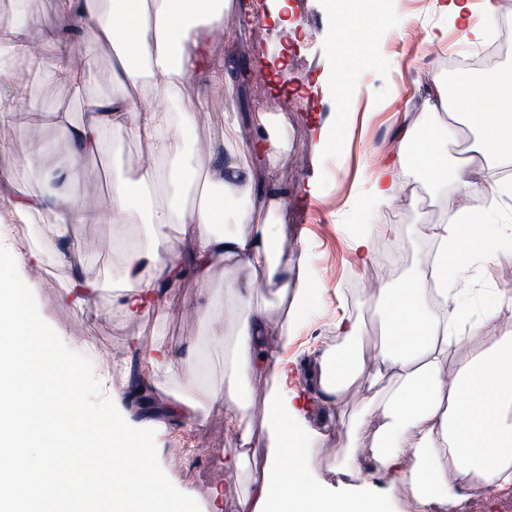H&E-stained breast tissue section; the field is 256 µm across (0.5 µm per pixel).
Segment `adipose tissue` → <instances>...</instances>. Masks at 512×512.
I'll return each mask as SVG.
<instances>
[{
    "mask_svg": "<svg viewBox=\"0 0 512 512\" xmlns=\"http://www.w3.org/2000/svg\"><path fill=\"white\" fill-rule=\"evenodd\" d=\"M232 0H59L58 22L72 21L88 29L93 46L112 53V80L120 94L88 100L86 120L78 129L74 155L99 150L101 134L112 130L147 145L153 160L137 183L114 180L107 208L133 224L147 219L152 226V249H130L124 272L131 297L153 296L168 306L178 295L177 281L192 268L206 282L216 260L234 264L240 277L233 286L238 314L231 332V367L236 377L269 374L281 351L287 350L299 327L298 315L310 309L317 290L303 258L283 262L272 225L257 217L260 206L284 201L272 181L256 184L251 158L276 164L288 146L285 127L273 128L267 113L257 115L258 137L245 142L235 122L224 121L214 153L194 164H180L178 148L183 126L196 113L208 111L227 90L225 64L215 62L206 48L214 27L236 21ZM13 39L9 61L0 64V126L11 125L16 110L15 91L31 75L80 88L90 82L91 59L73 68L68 56L57 54L44 63L29 37V19L0 16ZM190 96L189 109L172 117L166 101ZM431 114L454 109L461 123L474 129L459 156L448 154V141L413 117L390 162L369 180V196L377 207L392 205L399 191V175L415 161L435 190L454 186L457 220L434 228L437 248L430 262L402 285L380 282L373 302L380 308L386 338L369 347L356 324L337 321L344 345L318 361L316 387L337 422L346 426L339 451L346 472L360 469L371 456L391 484L410 483L412 500L397 507L389 488L371 497L339 495L311 474L313 458L305 450L299 430L300 414L292 396L271 390L268 434L269 457L237 504V512H452L470 492L491 486L512 491V333L495 335L481 324H468L465 311L453 305L448 282L476 261L496 255L503 225L487 221L501 198H512V182L490 184L473 179L476 162L489 158L512 160V74L483 73L479 83L459 82L448 93L433 81L425 100ZM164 182L171 196L166 204L142 212L133 202L136 186ZM251 194L249 204L235 213L236 231H222L227 202L239 191ZM53 211V223L44 225L49 238H64L73 225L89 223L70 198L40 196L13 201L8 216L26 221L32 214ZM291 289L293 313L280 328L277 345L266 342V324L272 313L260 304L261 285ZM481 337V350L468 355L448 373V360L466 347L470 337ZM376 369L363 376L366 361ZM371 390L372 411L359 419L346 417V390L356 382ZM296 459L288 468V459Z\"/></svg>",
    "mask_w": 512,
    "mask_h": 512,
    "instance_id": "1",
    "label": "adipose tissue"
}]
</instances>
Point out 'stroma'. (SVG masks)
<instances>
[{"mask_svg":"<svg viewBox=\"0 0 512 512\" xmlns=\"http://www.w3.org/2000/svg\"><path fill=\"white\" fill-rule=\"evenodd\" d=\"M239 24L215 41L214 58L230 59L232 79L224 97L223 112L197 113L185 137L195 158H208L215 145L221 118L238 122L244 139L256 134V113L263 110L282 122L288 132V149L272 173L274 183L287 190L284 206L263 213L282 236L286 255L303 256L317 275L319 300L288 350L280 355L281 389L297 394V404L311 437V453L317 460L318 480L344 491L353 477L339 469L336 450L345 439L326 406L314 395L311 384L317 371L314 355L336 351L343 343L335 324L344 319L357 323L371 341L385 338L381 316L370 302L366 283L370 276L402 284L419 270L426 255L431 227L451 221L444 203L451 189L427 190V208L412 209V188L423 178L414 164L401 174L403 190L396 208L377 209L367 196L368 178L380 159L399 139L413 114L424 111L427 88L433 77L456 87L452 67L485 55L487 46L474 47L462 36L463 26L443 14L435 0H381L383 25L363 24L361 41L350 55L336 52V23L328 0H289L291 16H283L273 0H263L261 36H254L248 20L252 0H235ZM23 10L36 24L30 38L44 59L57 52L85 56L91 52L86 30H75L65 42H56L38 22L54 17L57 0H0V14ZM442 41H435V34ZM95 79L80 89L40 78L30 82L29 97L14 118L12 137L0 150V200L22 195H44L45 169L69 172L64 192L87 213L93 224L77 227V237L98 241L99 251L83 255L80 271L98 281L95 305L78 312L65 303V290L74 270L65 261L66 239L42 236L43 225L52 223V212L35 215L30 223L0 232V245L23 254H37L39 267L24 266L35 283L33 294L39 312L69 349L87 355L100 383L99 398L112 400L132 427L150 429L158 450V462L171 483L193 497L201 512H234V504L268 453L264 431L265 398L271 384L264 377L241 382L226 372V343L216 339L206 310L199 301L215 297L224 302L225 316L236 310L231 285L236 267L217 263L211 279L199 283L182 278L177 289L180 303L161 308L145 302L128 305L120 293L127 251L151 245L146 223L123 224L103 216V200L111 189L114 168L137 180L144 163L142 144L104 131L96 153L73 161L69 133L54 121L55 112H69L72 127L83 124L84 104L90 98L118 93L112 82L110 51H95ZM349 83V94L337 100L331 75ZM342 121L347 143L339 150H319L321 127ZM46 145L40 164L29 158L37 145ZM99 185L97 193L85 190L88 181ZM374 224L369 267L359 264L351 245L353 224ZM512 275V235H504L495 260L476 263L466 274L476 297L471 303L473 320L489 322L494 292L502 276ZM158 338L179 354L194 341L193 357L178 367L156 369L150 382L159 410H141L129 396L134 364L141 341ZM232 390L247 407L251 426L250 454L237 464L238 438L224 428L223 412L213 409L211 397Z\"/></svg>","mask_w":512,"mask_h":512,"instance_id":"obj_1","label":"stroma"}]
</instances>
